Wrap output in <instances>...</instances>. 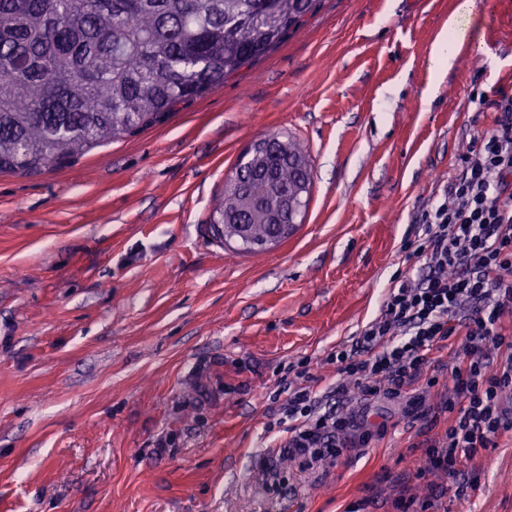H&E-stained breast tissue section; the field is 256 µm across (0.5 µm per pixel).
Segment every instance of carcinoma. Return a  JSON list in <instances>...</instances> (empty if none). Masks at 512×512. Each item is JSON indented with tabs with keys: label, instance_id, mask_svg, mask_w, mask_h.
Segmentation results:
<instances>
[{
	"label": "carcinoma",
	"instance_id": "cac0c4a2",
	"mask_svg": "<svg viewBox=\"0 0 512 512\" xmlns=\"http://www.w3.org/2000/svg\"><path fill=\"white\" fill-rule=\"evenodd\" d=\"M317 0H0V172L60 167L161 122L275 48ZM311 182L290 137L242 154L210 224L253 253L272 235L267 203ZM251 226L240 243L224 227Z\"/></svg>",
	"mask_w": 512,
	"mask_h": 512
}]
</instances>
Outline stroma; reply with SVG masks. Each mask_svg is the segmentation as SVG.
Listing matches in <instances>:
<instances>
[{"label": "stroma", "mask_w": 512, "mask_h": 512, "mask_svg": "<svg viewBox=\"0 0 512 512\" xmlns=\"http://www.w3.org/2000/svg\"><path fill=\"white\" fill-rule=\"evenodd\" d=\"M459 0H319L274 50L164 122L33 174H0V512H395L419 424L379 400L382 439L336 465L270 461L295 372L378 313L403 252L492 103L512 95V0H474L451 66L430 56ZM302 141L313 187L284 243L210 229L237 157ZM448 512H512V437Z\"/></svg>", "instance_id": "stroma-1"}]
</instances>
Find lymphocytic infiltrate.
I'll return each instance as SVG.
<instances>
[{"instance_id":"1","label":"lymphocytic infiltrate","mask_w":512,"mask_h":512,"mask_svg":"<svg viewBox=\"0 0 512 512\" xmlns=\"http://www.w3.org/2000/svg\"><path fill=\"white\" fill-rule=\"evenodd\" d=\"M492 128L474 137L447 200L422 215L407 241L418 282L397 280L380 313L334 356L328 391L293 386L280 411L286 436L273 456L308 466L333 465L353 448L383 436L370 429L375 399L401 405L424 421L422 471L446 474L448 484L399 497L397 512H439L448 494L462 495V476L483 450L512 432L503 394L512 390V96L494 101ZM447 350V360L436 351ZM445 428H438V421Z\"/></svg>"}]
</instances>
